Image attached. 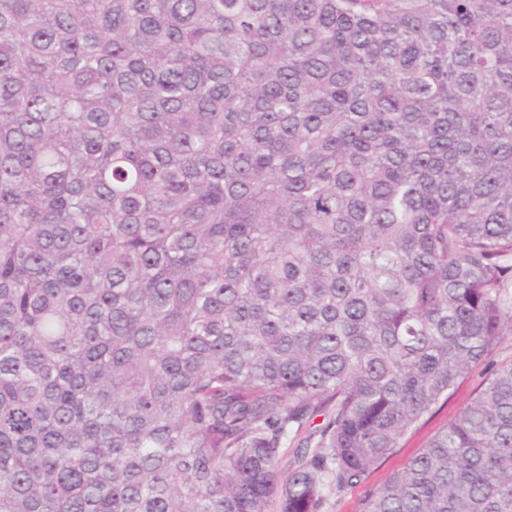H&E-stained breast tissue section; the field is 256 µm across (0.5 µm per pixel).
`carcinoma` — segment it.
<instances>
[{
    "label": "carcinoma",
    "mask_w": 512,
    "mask_h": 512,
    "mask_svg": "<svg viewBox=\"0 0 512 512\" xmlns=\"http://www.w3.org/2000/svg\"><path fill=\"white\" fill-rule=\"evenodd\" d=\"M509 333L512 0H0V512H319ZM361 512H512V359Z\"/></svg>",
    "instance_id": "cac0c4a2"
}]
</instances>
